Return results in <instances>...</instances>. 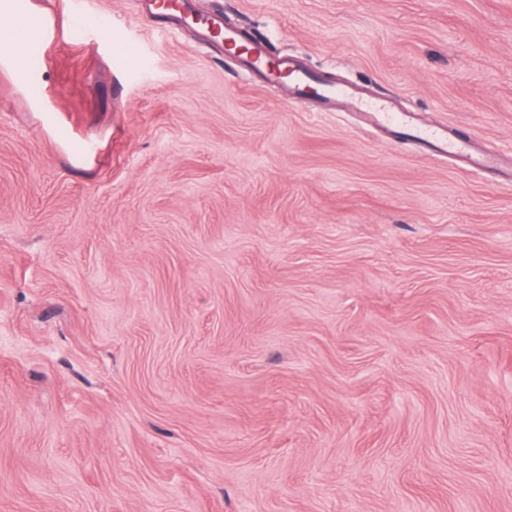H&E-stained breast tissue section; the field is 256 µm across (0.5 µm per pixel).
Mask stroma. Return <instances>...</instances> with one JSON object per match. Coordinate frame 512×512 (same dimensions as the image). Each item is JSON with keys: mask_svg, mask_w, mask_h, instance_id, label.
Instances as JSON below:
<instances>
[{"mask_svg": "<svg viewBox=\"0 0 512 512\" xmlns=\"http://www.w3.org/2000/svg\"><path fill=\"white\" fill-rule=\"evenodd\" d=\"M512 169V0H192ZM0 53V512H512V182L175 15Z\"/></svg>", "mask_w": 512, "mask_h": 512, "instance_id": "obj_1", "label": "stroma"}]
</instances>
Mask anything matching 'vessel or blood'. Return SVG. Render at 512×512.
<instances>
[{"label":"vessel or blood","instance_id":"b4317fda","mask_svg":"<svg viewBox=\"0 0 512 512\" xmlns=\"http://www.w3.org/2000/svg\"><path fill=\"white\" fill-rule=\"evenodd\" d=\"M206 27L223 35L226 50L245 47L247 63L253 73L270 81L287 79L288 94L293 99L313 97L325 108L343 104L365 113L369 124L384 128L392 137L416 142L435 156L454 157L463 169L469 171H487L498 165L496 158L481 151L471 139L449 135L444 129L421 126L411 113L397 111L387 97L367 99L359 88L322 80L320 75L288 56L270 59L264 39L255 38L249 45H242L239 31L225 26L221 19H208ZM48 29L46 17L32 13L25 17L16 39L44 48L48 45Z\"/></svg>","mask_w":512,"mask_h":512}]
</instances>
